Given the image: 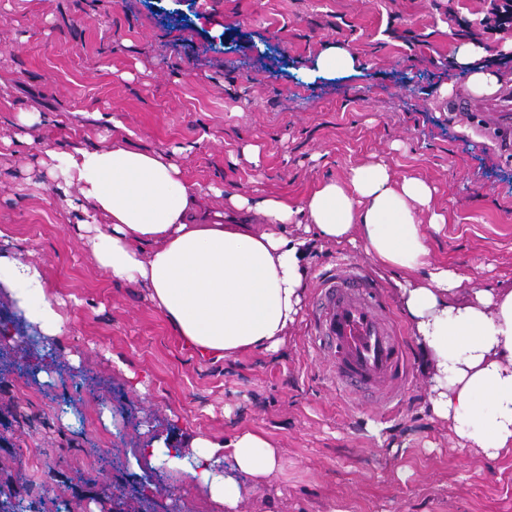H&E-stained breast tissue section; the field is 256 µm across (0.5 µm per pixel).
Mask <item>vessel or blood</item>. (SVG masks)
Wrapping results in <instances>:
<instances>
[{"instance_id": "obj_1", "label": "vessel or blood", "mask_w": 512, "mask_h": 512, "mask_svg": "<svg viewBox=\"0 0 512 512\" xmlns=\"http://www.w3.org/2000/svg\"><path fill=\"white\" fill-rule=\"evenodd\" d=\"M311 325L313 347L343 392L383 407L403 396L407 346L392 309L358 265L343 261L321 274Z\"/></svg>"}]
</instances>
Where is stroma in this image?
<instances>
[{
	"label": "stroma",
	"mask_w": 512,
	"mask_h": 512,
	"mask_svg": "<svg viewBox=\"0 0 512 512\" xmlns=\"http://www.w3.org/2000/svg\"><path fill=\"white\" fill-rule=\"evenodd\" d=\"M489 0H0V252L39 264L66 319L51 356L0 288V502L34 512H224L178 469L135 465L139 448L193 431L247 429L280 469L242 478L239 512H512V456L458 449L429 407L424 352L398 284L362 246L312 237L305 301L278 350L191 356L145 289L107 278L76 231L79 212L27 170L46 148L130 144L172 156L191 182L303 200L319 183L381 160L435 187L448 218L429 259L512 288V155L449 111L466 90L463 41L501 59L512 29H483ZM350 48L359 75L316 60ZM42 113L39 125L19 113ZM259 149L258 161L245 154ZM351 259L383 284L410 339L413 385L390 415L333 391L309 351L319 274ZM47 377H37L44 364ZM82 387H74V379Z\"/></svg>",
	"instance_id": "obj_1"
}]
</instances>
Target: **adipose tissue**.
Returning a JSON list of instances; mask_svg holds the SVG:
<instances>
[{
  "instance_id": "obj_1",
  "label": "adipose tissue",
  "mask_w": 512,
  "mask_h": 512,
  "mask_svg": "<svg viewBox=\"0 0 512 512\" xmlns=\"http://www.w3.org/2000/svg\"><path fill=\"white\" fill-rule=\"evenodd\" d=\"M485 55L472 41L455 52L476 96L501 87ZM44 166L52 182L76 188L86 202L84 226L105 223V230L84 239L99 269L147 288L185 347L202 360L273 350L282 342L301 308L307 246L306 239L289 237L286 225H314L318 235L338 243L362 241L379 265L412 274L399 296L431 357L432 413L449 423L457 447L490 458L512 455V289L468 288L465 275L430 262L426 230L440 228L447 217L437 211L425 180L395 178L378 161L352 167L345 180L323 181L297 204L229 193L223 211L212 212L161 151L128 145L50 150ZM254 212L264 216L266 230L252 228ZM1 285L43 340L63 334L65 320L39 266L0 254ZM187 443L193 451L187 478L224 512H238L242 500L236 473L266 478L278 468L277 448L259 433L244 430L222 443L196 434ZM227 459L235 475H217L216 465Z\"/></svg>"
}]
</instances>
